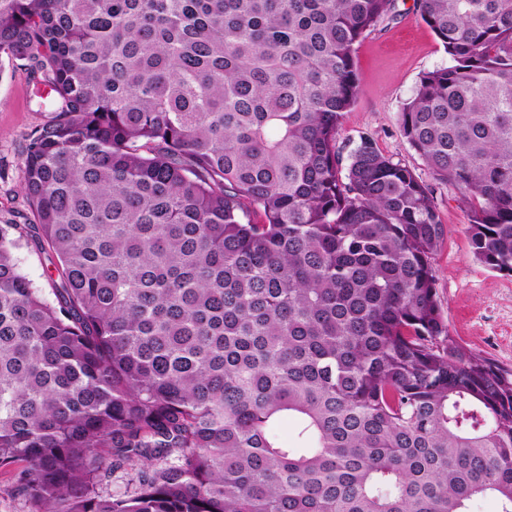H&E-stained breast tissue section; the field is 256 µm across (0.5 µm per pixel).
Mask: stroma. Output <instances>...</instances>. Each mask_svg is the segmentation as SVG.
<instances>
[{"label": "stroma", "instance_id": "1", "mask_svg": "<svg viewBox=\"0 0 512 512\" xmlns=\"http://www.w3.org/2000/svg\"><path fill=\"white\" fill-rule=\"evenodd\" d=\"M414 0H396L395 14L366 33L356 50L359 95L345 112L339 142L352 151L361 137L434 186L445 241L432 258L438 295L450 336L458 344L512 371V276L491 270L472 254L468 212L452 187L434 184L420 156L399 131L400 113L423 73L448 65L442 43L415 11ZM37 86L21 62L0 63V225H13L19 271L44 293L56 272L33 243L37 222L23 191V154L30 132L45 123Z\"/></svg>", "mask_w": 512, "mask_h": 512}]
</instances>
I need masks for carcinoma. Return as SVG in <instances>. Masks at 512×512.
Here are the masks:
<instances>
[{"mask_svg":"<svg viewBox=\"0 0 512 512\" xmlns=\"http://www.w3.org/2000/svg\"><path fill=\"white\" fill-rule=\"evenodd\" d=\"M393 8L0 0L51 112L23 189L53 297L0 225V470L31 512H512V373L448 334L432 191L337 146ZM416 8L451 65L400 132L512 275V0ZM135 474L129 468H118L102 482L103 495H122L135 488Z\"/></svg>","mask_w":512,"mask_h":512,"instance_id":"cac0c4a2","label":"carcinoma"}]
</instances>
